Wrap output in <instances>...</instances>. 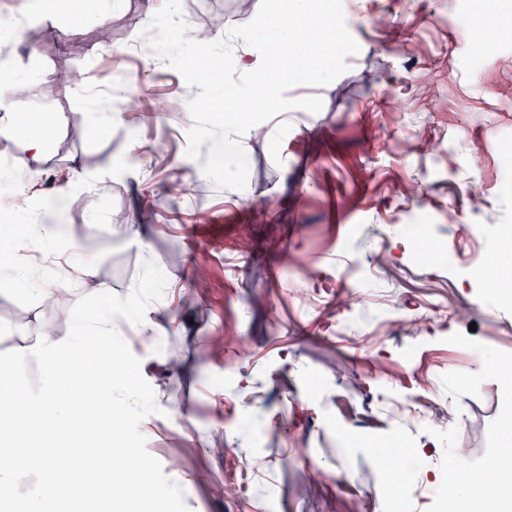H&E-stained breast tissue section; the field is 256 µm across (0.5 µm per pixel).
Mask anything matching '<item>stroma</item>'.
<instances>
[{
    "label": "stroma",
    "instance_id": "35a3bbf8",
    "mask_svg": "<svg viewBox=\"0 0 512 512\" xmlns=\"http://www.w3.org/2000/svg\"><path fill=\"white\" fill-rule=\"evenodd\" d=\"M342 0L359 46L348 69L324 86L297 85L320 112L291 110L240 136L249 164L244 188L214 185L187 157V102L198 87L126 53L148 24V0H0L28 32L1 81L23 83L16 104L46 123L37 161L22 129L0 131V211L18 215L0 240L20 242L74 273L92 269L113 293L129 294L144 260L167 277L145 323L153 345L138 351L158 413L140 430L189 512H437L442 485L421 501L385 492L374 456L391 447L427 473L447 471L460 443L471 466L501 454L502 376L466 377L483 361L512 355V300L484 290L473 255L512 253V0H497L501 40L481 63L474 45L438 25L463 2ZM193 39L214 42L249 22L259 0H182ZM222 12L224 27L205 20ZM112 31L110 59L132 74L139 101L59 84L61 70L96 73L94 34ZM111 125H96L97 113ZM38 177L30 202L13 197L14 170ZM485 204L473 208L472 191ZM424 230L437 257L421 260ZM204 294L208 307L183 305ZM407 316L398 331L379 320ZM68 335L69 320L15 286L0 289V331ZM394 397L439 422L409 427L385 411ZM323 478H315V471Z\"/></svg>",
    "mask_w": 512,
    "mask_h": 512
}]
</instances>
